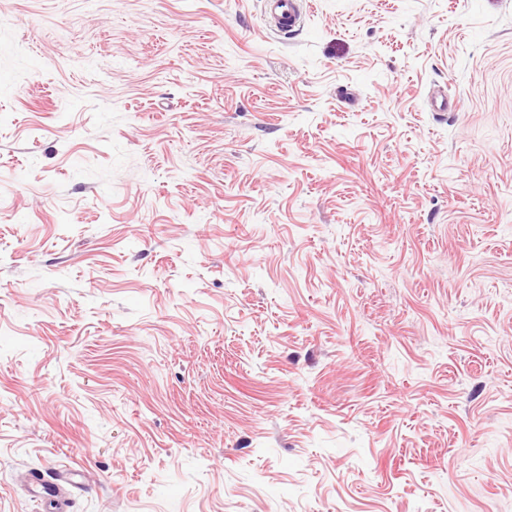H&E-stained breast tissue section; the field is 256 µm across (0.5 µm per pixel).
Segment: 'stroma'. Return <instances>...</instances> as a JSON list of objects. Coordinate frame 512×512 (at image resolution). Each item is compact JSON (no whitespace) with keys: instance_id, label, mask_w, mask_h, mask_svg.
Returning a JSON list of instances; mask_svg holds the SVG:
<instances>
[{"instance_id":"obj_1","label":"stroma","mask_w":512,"mask_h":512,"mask_svg":"<svg viewBox=\"0 0 512 512\" xmlns=\"http://www.w3.org/2000/svg\"><path fill=\"white\" fill-rule=\"evenodd\" d=\"M306 2L0 0V512H512V0ZM300 0H263L264 13L269 24L284 37L301 24Z\"/></svg>"}]
</instances>
